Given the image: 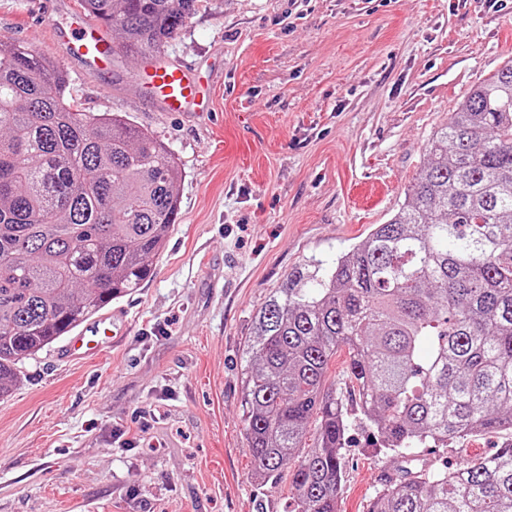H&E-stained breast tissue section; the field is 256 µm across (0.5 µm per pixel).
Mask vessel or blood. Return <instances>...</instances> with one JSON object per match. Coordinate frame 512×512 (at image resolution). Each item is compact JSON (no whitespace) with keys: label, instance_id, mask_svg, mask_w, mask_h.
Segmentation results:
<instances>
[{"label":"vessel or blood","instance_id":"b4317fda","mask_svg":"<svg viewBox=\"0 0 512 512\" xmlns=\"http://www.w3.org/2000/svg\"><path fill=\"white\" fill-rule=\"evenodd\" d=\"M74 21L61 38L65 58L76 60L87 70L108 76L112 73L111 46L101 24L82 13H74ZM134 82L140 83L154 97L164 112H195L204 92L194 75L179 66L155 62L149 71L135 73Z\"/></svg>","mask_w":512,"mask_h":512}]
</instances>
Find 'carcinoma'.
<instances>
[{
    "instance_id": "carcinoma-1",
    "label": "carcinoma",
    "mask_w": 512,
    "mask_h": 512,
    "mask_svg": "<svg viewBox=\"0 0 512 512\" xmlns=\"http://www.w3.org/2000/svg\"><path fill=\"white\" fill-rule=\"evenodd\" d=\"M200 0H78L151 59ZM67 73L0 45V397L18 365L141 285L176 223L180 167L153 133L82 112ZM385 224L316 287L292 279L254 316L242 409L255 474L302 448L286 512H338L348 412L325 385L348 348L381 451L512 430V57L458 102ZM367 512H512V444L456 470L401 468Z\"/></svg>"
}]
</instances>
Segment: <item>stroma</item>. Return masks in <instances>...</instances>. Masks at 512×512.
<instances>
[{
	"label": "stroma",
	"mask_w": 512,
	"mask_h": 512,
	"mask_svg": "<svg viewBox=\"0 0 512 512\" xmlns=\"http://www.w3.org/2000/svg\"><path fill=\"white\" fill-rule=\"evenodd\" d=\"M76 0H0V43L63 62L84 112H116L175 156L178 219L141 288L114 300L112 340L70 336L23 361L0 397V512H285L288 477L254 472L242 417L255 312L320 277L385 223L458 101L512 55V0H203L163 56L211 86L210 112L159 111L117 57L110 90L60 35ZM340 512H366L402 458L379 452L347 379ZM512 440L420 448L458 468Z\"/></svg>",
	"instance_id": "1"
}]
</instances>
